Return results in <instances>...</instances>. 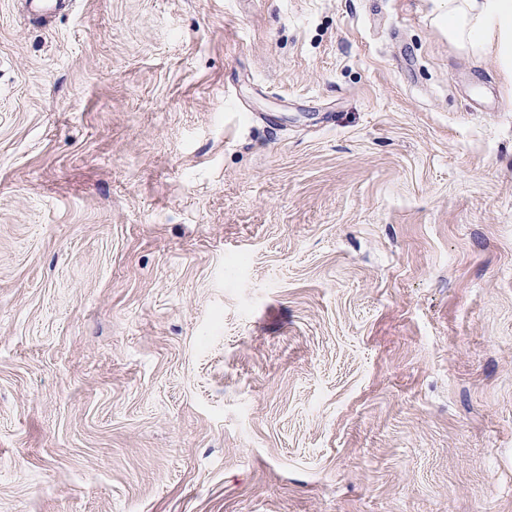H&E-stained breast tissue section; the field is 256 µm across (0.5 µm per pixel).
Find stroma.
<instances>
[{
  "label": "stroma",
  "mask_w": 512,
  "mask_h": 512,
  "mask_svg": "<svg viewBox=\"0 0 512 512\" xmlns=\"http://www.w3.org/2000/svg\"><path fill=\"white\" fill-rule=\"evenodd\" d=\"M0 0V512H512V81L448 0Z\"/></svg>",
  "instance_id": "obj_1"
}]
</instances>
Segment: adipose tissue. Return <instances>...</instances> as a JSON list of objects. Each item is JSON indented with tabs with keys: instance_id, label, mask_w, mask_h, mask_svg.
<instances>
[{
	"instance_id": "adipose-tissue-1",
	"label": "adipose tissue",
	"mask_w": 512,
	"mask_h": 512,
	"mask_svg": "<svg viewBox=\"0 0 512 512\" xmlns=\"http://www.w3.org/2000/svg\"><path fill=\"white\" fill-rule=\"evenodd\" d=\"M448 37L464 50L493 52L512 76V0H448Z\"/></svg>"
}]
</instances>
